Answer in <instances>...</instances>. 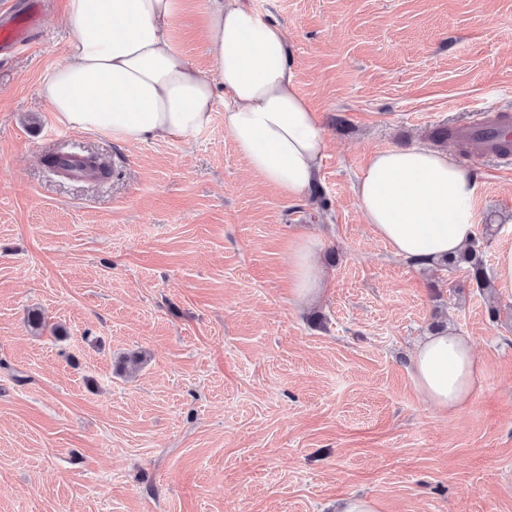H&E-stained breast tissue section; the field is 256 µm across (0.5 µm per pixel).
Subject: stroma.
Returning <instances> with one entry per match:
<instances>
[{
  "label": "stroma",
  "mask_w": 512,
  "mask_h": 512,
  "mask_svg": "<svg viewBox=\"0 0 512 512\" xmlns=\"http://www.w3.org/2000/svg\"><path fill=\"white\" fill-rule=\"evenodd\" d=\"M45 2L44 39L0 60V512H332L352 494L512 512V290L395 257L353 192L372 153L438 147L479 184L487 269L512 249V164L429 137L512 113V0H251L287 28L327 141L295 199L252 173L220 108L186 136H58L40 87L73 31L67 0ZM209 8L182 0L171 31L203 71ZM63 149L111 177L53 174ZM298 234L326 282L307 304L288 288ZM437 325L485 368L447 415L411 369Z\"/></svg>",
  "instance_id": "obj_1"
}]
</instances>
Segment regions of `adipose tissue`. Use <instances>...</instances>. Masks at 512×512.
Returning <instances> with one entry per match:
<instances>
[{"label": "adipose tissue", "instance_id": "obj_1", "mask_svg": "<svg viewBox=\"0 0 512 512\" xmlns=\"http://www.w3.org/2000/svg\"><path fill=\"white\" fill-rule=\"evenodd\" d=\"M180 0H69L67 59L41 86L57 121L126 142L207 126L215 86L224 129L253 172L290 198L313 186L326 139L298 90L285 27L248 0H211L207 38L214 69L193 66L170 42ZM353 191L367 224L391 252L417 266L458 254L475 238L476 178L448 153L425 147L374 153ZM288 272L297 301L324 289L316 240L293 242ZM418 391L435 410L466 407L484 368L468 337L432 333L411 358Z\"/></svg>", "mask_w": 512, "mask_h": 512}]
</instances>
